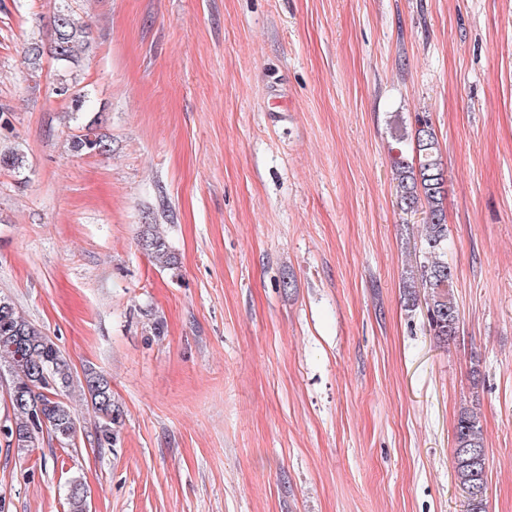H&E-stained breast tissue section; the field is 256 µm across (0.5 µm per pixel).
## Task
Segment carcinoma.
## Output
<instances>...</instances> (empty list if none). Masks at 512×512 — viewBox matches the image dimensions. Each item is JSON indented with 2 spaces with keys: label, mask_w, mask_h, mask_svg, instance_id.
Listing matches in <instances>:
<instances>
[{
  "label": "carcinoma",
  "mask_w": 512,
  "mask_h": 512,
  "mask_svg": "<svg viewBox=\"0 0 512 512\" xmlns=\"http://www.w3.org/2000/svg\"><path fill=\"white\" fill-rule=\"evenodd\" d=\"M53 46L56 59L70 61L88 45L87 25L72 11H59L53 17ZM55 94L70 100L71 109H83L85 93L78 84L63 79ZM415 156L398 154L393 161L400 205L410 212L422 211L425 233L423 261L406 271L407 288L420 286L427 296V314L434 336L442 342L454 340L459 332L458 305L454 295V274L448 265V224H446V177L438 140L429 121L418 119L415 130ZM72 148L85 154H104L108 143L90 127L74 136ZM144 248L160 264L171 267L175 257L159 232L147 230ZM0 362L12 375L8 391L12 418L0 426L9 444L33 448L47 435L60 445L71 444L77 434V420L70 394L78 386L87 391L91 408L98 417L101 441L109 444L117 437L122 410L112 399L108 378L86 368L83 377L56 342L28 321L5 296H0ZM454 462L462 490L469 492L466 512H488L486 451L478 415L463 409L455 425ZM70 512H87L88 495L81 480H71L68 489Z\"/></svg>",
  "instance_id": "carcinoma-1"
}]
</instances>
